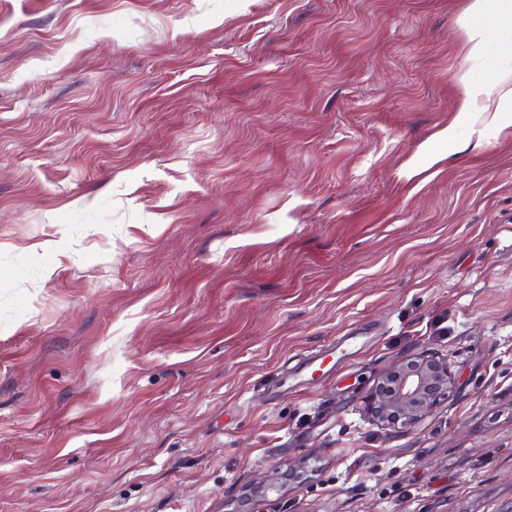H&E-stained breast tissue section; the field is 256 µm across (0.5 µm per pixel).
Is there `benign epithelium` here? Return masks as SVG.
Listing matches in <instances>:
<instances>
[{
  "label": "benign epithelium",
  "instance_id": "benign-epithelium-1",
  "mask_svg": "<svg viewBox=\"0 0 512 512\" xmlns=\"http://www.w3.org/2000/svg\"><path fill=\"white\" fill-rule=\"evenodd\" d=\"M456 389L451 364L429 352L408 356L381 374L361 397V410L373 424L402 433L432 415ZM282 475L274 472L251 486V498L261 499L277 488Z\"/></svg>",
  "mask_w": 512,
  "mask_h": 512
}]
</instances>
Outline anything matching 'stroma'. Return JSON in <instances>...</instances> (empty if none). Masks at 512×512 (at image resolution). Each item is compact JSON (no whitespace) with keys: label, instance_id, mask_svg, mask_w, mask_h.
Returning a JSON list of instances; mask_svg holds the SVG:
<instances>
[{"label":"stroma","instance_id":"1","mask_svg":"<svg viewBox=\"0 0 512 512\" xmlns=\"http://www.w3.org/2000/svg\"><path fill=\"white\" fill-rule=\"evenodd\" d=\"M469 2L0 0V512L291 464L257 512H512V115L440 136ZM423 351L454 395L366 421ZM456 389L451 364L430 352L408 356L381 374L361 397L364 416L373 424L402 433L432 415Z\"/></svg>","mask_w":512,"mask_h":512}]
</instances>
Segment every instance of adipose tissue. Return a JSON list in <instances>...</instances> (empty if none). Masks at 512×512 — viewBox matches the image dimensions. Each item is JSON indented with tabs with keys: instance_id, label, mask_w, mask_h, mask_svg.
Listing matches in <instances>:
<instances>
[{
	"instance_id": "adipose-tissue-1",
	"label": "adipose tissue",
	"mask_w": 512,
	"mask_h": 512,
	"mask_svg": "<svg viewBox=\"0 0 512 512\" xmlns=\"http://www.w3.org/2000/svg\"><path fill=\"white\" fill-rule=\"evenodd\" d=\"M458 24L466 56L491 60L493 75L466 84L444 132L450 140L461 128L477 122L488 129L502 128L504 113L512 112V0H471Z\"/></svg>"
}]
</instances>
